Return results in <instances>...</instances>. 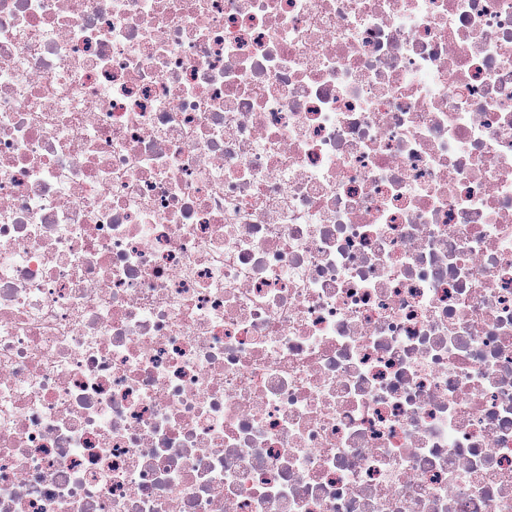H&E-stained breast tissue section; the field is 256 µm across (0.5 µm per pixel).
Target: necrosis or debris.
<instances>
[{
	"instance_id": "necrosis-or-debris-1",
	"label": "necrosis or debris",
	"mask_w": 512,
	"mask_h": 512,
	"mask_svg": "<svg viewBox=\"0 0 512 512\" xmlns=\"http://www.w3.org/2000/svg\"><path fill=\"white\" fill-rule=\"evenodd\" d=\"M0 512H512V0H0Z\"/></svg>"
}]
</instances>
